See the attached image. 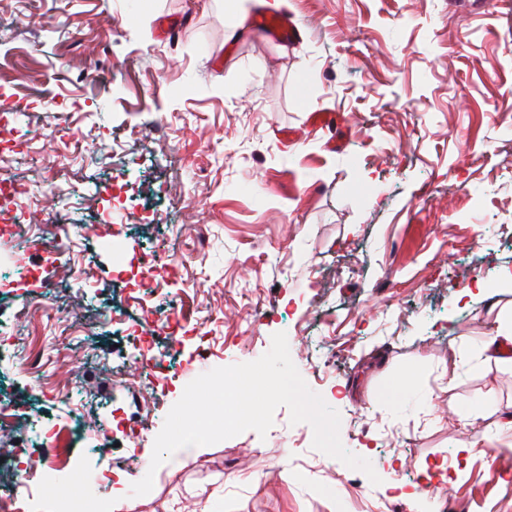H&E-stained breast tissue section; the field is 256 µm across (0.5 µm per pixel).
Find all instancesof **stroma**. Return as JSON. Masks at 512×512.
<instances>
[{
  "label": "stroma",
  "instance_id": "35a3bbf8",
  "mask_svg": "<svg viewBox=\"0 0 512 512\" xmlns=\"http://www.w3.org/2000/svg\"><path fill=\"white\" fill-rule=\"evenodd\" d=\"M224 2L0 0V108L29 105L0 175L32 188L45 239L71 236L50 256L0 243L14 282L0 291V396L33 449L20 460L0 439V484L25 472L41 512L46 485L77 490L45 476L42 427L71 428L86 469L140 480L182 388L283 332L380 484L314 449L282 406L266 436L176 452L130 512H437L447 499L512 512V368L481 351L512 310V9L288 0L300 34L282 45L255 31L258 0L234 32ZM313 111L343 117L339 146ZM112 242L132 267L167 250L166 297L128 302ZM103 307L122 322L100 326ZM171 312L188 339L156 348L175 387L148 396L127 329ZM18 355L39 358L37 375ZM474 433L485 454L464 450ZM442 462L446 478L425 482Z\"/></svg>",
  "mask_w": 512,
  "mask_h": 512
}]
</instances>
